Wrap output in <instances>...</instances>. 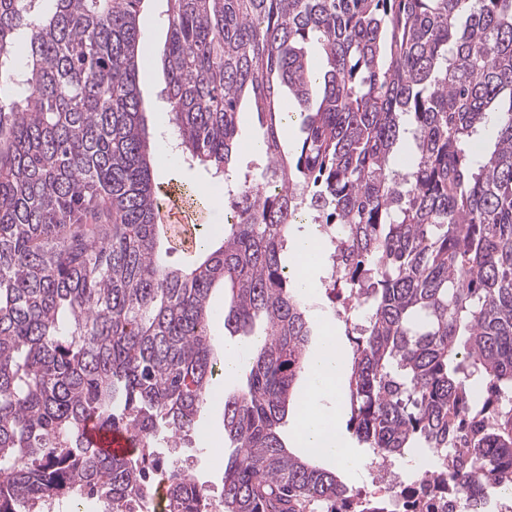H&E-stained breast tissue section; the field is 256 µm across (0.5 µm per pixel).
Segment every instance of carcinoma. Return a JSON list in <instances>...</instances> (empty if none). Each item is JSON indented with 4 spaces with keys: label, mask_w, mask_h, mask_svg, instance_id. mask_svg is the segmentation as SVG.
<instances>
[{
    "label": "carcinoma",
    "mask_w": 512,
    "mask_h": 512,
    "mask_svg": "<svg viewBox=\"0 0 512 512\" xmlns=\"http://www.w3.org/2000/svg\"><path fill=\"white\" fill-rule=\"evenodd\" d=\"M141 2L0 0V512H140L144 451L207 409L218 285L230 334L264 324L224 397L221 512H390L281 436L315 332L281 259L305 215L336 237L332 290L369 306L358 440L384 461L431 454L396 489L408 508L426 482L485 512L512 489V0H168L178 148L224 177V237L199 233L186 268L161 246ZM247 92L264 164L239 178ZM504 101L485 154L473 136ZM90 424L137 451L102 453ZM209 505L173 471L166 512Z\"/></svg>",
    "instance_id": "cac0c4a2"
}]
</instances>
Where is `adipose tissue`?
Here are the masks:
<instances>
[{
  "label": "adipose tissue",
  "mask_w": 512,
  "mask_h": 512,
  "mask_svg": "<svg viewBox=\"0 0 512 512\" xmlns=\"http://www.w3.org/2000/svg\"><path fill=\"white\" fill-rule=\"evenodd\" d=\"M289 264L304 297H314L320 286L317 270L324 259V246L317 230L294 238ZM318 344L310 356V369L303 389L305 404L295 418L294 437L308 454L331 459L350 474H358L363 462L352 454L339 423L344 413L347 356L331 320L320 317Z\"/></svg>",
  "instance_id": "ef3b65f1"
}]
</instances>
